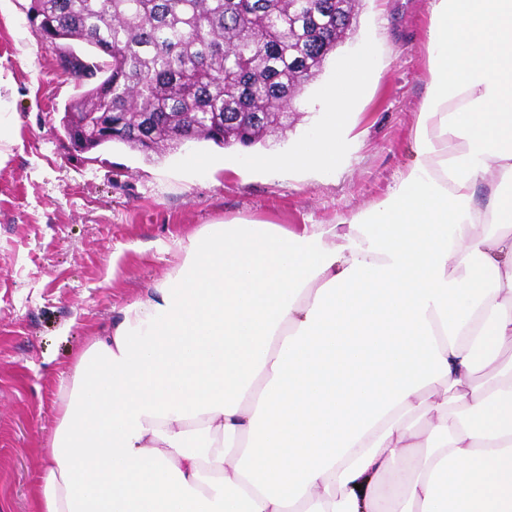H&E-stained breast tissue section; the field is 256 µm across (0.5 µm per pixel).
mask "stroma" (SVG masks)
Returning <instances> with one entry per match:
<instances>
[{
	"label": "stroma",
	"mask_w": 512,
	"mask_h": 512,
	"mask_svg": "<svg viewBox=\"0 0 512 512\" xmlns=\"http://www.w3.org/2000/svg\"><path fill=\"white\" fill-rule=\"evenodd\" d=\"M27 5L0 0V117L9 128L0 139V512H30L62 374L180 263L178 239L235 218L336 224L379 202L415 157L410 128L427 89L429 0H361L355 33L296 101L298 120L265 144L190 142L150 161L113 145L88 157L61 126L78 89L28 23ZM365 52L378 80L350 120L335 173L261 165L312 133L339 57Z\"/></svg>",
	"instance_id": "obj_1"
}]
</instances>
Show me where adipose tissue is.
Segmentation results:
<instances>
[{"label":"adipose tissue","mask_w":512,"mask_h":512,"mask_svg":"<svg viewBox=\"0 0 512 512\" xmlns=\"http://www.w3.org/2000/svg\"><path fill=\"white\" fill-rule=\"evenodd\" d=\"M414 161L336 224H209L59 389L32 512H512V0H430ZM346 56L271 168L334 171Z\"/></svg>","instance_id":"ef3b65f1"}]
</instances>
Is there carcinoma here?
Instances as JSON below:
<instances>
[{
  "instance_id": "cac0c4a2",
  "label": "carcinoma",
  "mask_w": 512,
  "mask_h": 512,
  "mask_svg": "<svg viewBox=\"0 0 512 512\" xmlns=\"http://www.w3.org/2000/svg\"><path fill=\"white\" fill-rule=\"evenodd\" d=\"M359 0H29L42 42L83 88L85 112L150 160L177 140L254 147L288 119L358 23ZM84 48L79 55L71 44ZM239 112L264 116L234 124Z\"/></svg>"
}]
</instances>
